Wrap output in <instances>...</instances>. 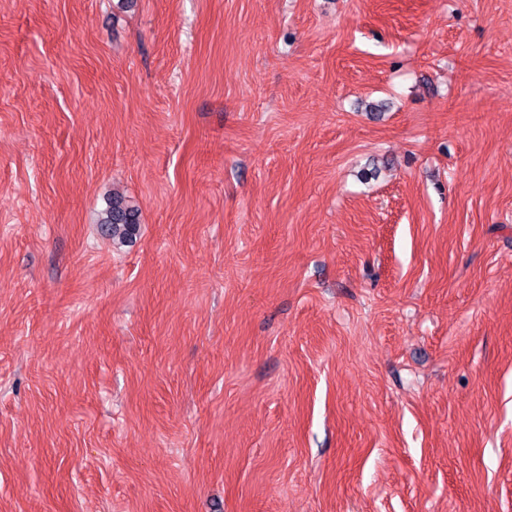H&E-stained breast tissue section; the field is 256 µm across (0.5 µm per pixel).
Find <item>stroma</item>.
<instances>
[{"label":"stroma","mask_w":512,"mask_h":512,"mask_svg":"<svg viewBox=\"0 0 512 512\" xmlns=\"http://www.w3.org/2000/svg\"><path fill=\"white\" fill-rule=\"evenodd\" d=\"M0 512H512V0H0ZM99 223L105 225L113 240L132 241L141 224L139 208L122 196L112 193V196L107 197Z\"/></svg>","instance_id":"35a3bbf8"}]
</instances>
